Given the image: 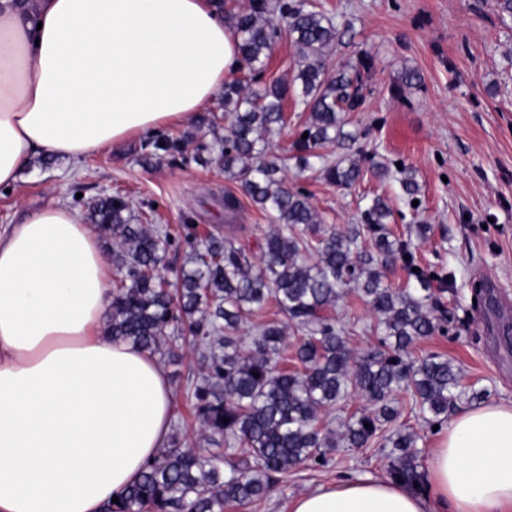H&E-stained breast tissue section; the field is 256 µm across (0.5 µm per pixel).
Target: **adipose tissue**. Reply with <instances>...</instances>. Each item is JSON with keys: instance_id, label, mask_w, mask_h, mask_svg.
Returning a JSON list of instances; mask_svg holds the SVG:
<instances>
[{"instance_id": "1", "label": "adipose tissue", "mask_w": 512, "mask_h": 512, "mask_svg": "<svg viewBox=\"0 0 512 512\" xmlns=\"http://www.w3.org/2000/svg\"><path fill=\"white\" fill-rule=\"evenodd\" d=\"M214 0H0V187L39 155L76 161L190 120L240 65ZM112 260L52 200L0 231V512H101L164 447L157 355L105 331ZM425 493L340 480L290 512H512V401L455 413Z\"/></svg>"}]
</instances>
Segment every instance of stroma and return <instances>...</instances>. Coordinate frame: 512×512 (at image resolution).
Instances as JSON below:
<instances>
[{
    "label": "stroma",
    "mask_w": 512,
    "mask_h": 512,
    "mask_svg": "<svg viewBox=\"0 0 512 512\" xmlns=\"http://www.w3.org/2000/svg\"><path fill=\"white\" fill-rule=\"evenodd\" d=\"M321 2L352 29L334 60L360 52L374 60L372 93L353 116L366 132L368 150L388 167L413 166L420 192L412 204L398 182L370 176L340 190L293 163L286 182L308 193L327 229L359 223L366 195L387 199L396 236L406 239L416 225H429L415 262L452 272L451 283L435 291L448 320L410 352L443 355L461 367L465 383L511 401L512 342L502 331L512 328V21L501 20L496 0ZM408 68L419 71V87L401 84ZM145 142L136 136L77 164L36 157L15 188L0 187V225L53 198L83 212L95 199L119 194L133 215L150 213L174 227L196 223L220 232L228 223L242 225L240 242L256 250L271 221L241 197L218 163H158L148 159ZM228 192L241 198L229 216ZM479 282L486 291L478 304L473 286ZM330 314L350 330L353 355L377 349V318L355 291H347ZM380 446L376 439L364 452L337 448L333 465L302 467L266 498L226 512H289L292 499L304 492L345 478H384Z\"/></svg>",
    "instance_id": "obj_1"
}]
</instances>
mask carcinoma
Returning a JSON list of instances; mask_svg holds the SVG:
<instances>
[{"label": "carcinoma", "instance_id": "cac0c4a2", "mask_svg": "<svg viewBox=\"0 0 512 512\" xmlns=\"http://www.w3.org/2000/svg\"><path fill=\"white\" fill-rule=\"evenodd\" d=\"M224 19L239 36L241 66L252 79L264 71L277 42L288 35L298 48L293 82H271L244 91L239 80L224 82L226 133L201 136L192 155L185 137L157 135L145 143L157 159L181 157L208 164L215 160L224 177L275 227L258 243L253 263L233 232L201 239L197 227L134 224L129 203L109 196L92 203V220L112 245V307L107 332L162 357L177 356L185 344L197 354L198 368L186 376L187 398L207 448H193L174 431L167 445L147 462L139 480L104 512H224L265 498L278 476L304 465L328 466L330 453L368 447L386 426L382 451L386 474L421 491L418 436L397 424V394L409 396L426 422L448 420L463 399L482 401L484 389L462 383V370L440 355L414 358L409 347L441 330L433 283L450 275L415 267L412 240L388 228L392 210L373 197L361 223L325 231L309 196L289 188L281 173L284 158L274 138L286 127L289 91L308 117L291 148L301 169L313 168L339 188L367 175L381 180L391 170L374 160L361 141L365 132L347 131V114L359 111L371 93L372 58L360 52L338 65L331 51L348 32L313 0H249L224 4ZM307 138H302L303 134ZM334 143L347 156L331 160L317 149ZM396 181L408 199L419 193L415 171L406 164ZM188 247L185 263L170 280L164 274L170 251ZM402 263L408 281L402 288L387 280L389 267ZM358 292L377 316L381 349L352 357L349 330L323 315ZM274 304L280 320L253 325L254 338L243 346L240 331ZM302 333L294 349L299 368L280 367L288 347L287 330ZM360 397L367 405L338 426L320 423V412ZM228 422H223V418ZM370 427H365V424Z\"/></svg>", "mask_w": 512, "mask_h": 512}]
</instances>
